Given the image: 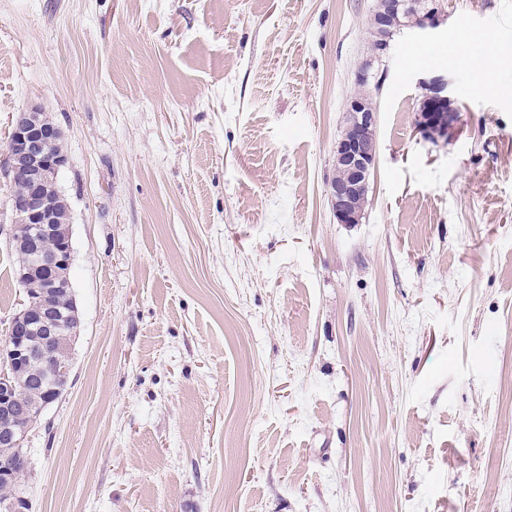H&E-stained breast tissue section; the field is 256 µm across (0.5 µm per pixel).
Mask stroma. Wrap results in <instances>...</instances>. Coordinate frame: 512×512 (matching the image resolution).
<instances>
[{
    "label": "stroma",
    "instance_id": "35a3bbf8",
    "mask_svg": "<svg viewBox=\"0 0 512 512\" xmlns=\"http://www.w3.org/2000/svg\"><path fill=\"white\" fill-rule=\"evenodd\" d=\"M376 0H0V155L65 133L80 328L25 448L31 512H512V61L418 66L512 0L371 51ZM382 79L359 224L327 189ZM457 90L416 130L420 78ZM0 176V339L12 274ZM419 85L426 90L428 107L419 113L418 132L426 138L448 137V129L455 119L454 112H443L447 105L455 101V89L443 75L421 78Z\"/></svg>",
    "mask_w": 512,
    "mask_h": 512
}]
</instances>
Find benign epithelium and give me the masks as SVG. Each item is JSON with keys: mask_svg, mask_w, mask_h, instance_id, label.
Masks as SVG:
<instances>
[{"mask_svg": "<svg viewBox=\"0 0 512 512\" xmlns=\"http://www.w3.org/2000/svg\"><path fill=\"white\" fill-rule=\"evenodd\" d=\"M394 14H417V28L439 26L442 0H388ZM428 107L419 113L418 132L426 138H448L456 113H445L455 101V89L443 75L422 78ZM349 136L336 143V167L342 174L328 186L331 210L338 224H359L364 217L360 199L369 191L377 156V107L371 100L353 97L347 103ZM64 134L53 117L33 106L17 116L6 146L7 172L26 189L10 196L13 217L10 243L25 255L17 269L20 284L33 282L31 304L11 320L10 337L0 344V447L17 452L0 459V483L13 485L29 466L23 445L43 407L55 401L67 386L70 366L59 360L62 337L78 335L77 308H66L60 293L72 287L71 229L55 223L58 176L66 165L58 149ZM38 388L43 400H22L18 384Z\"/></svg>", "mask_w": 512, "mask_h": 512, "instance_id": "1", "label": "benign epithelium"}]
</instances>
